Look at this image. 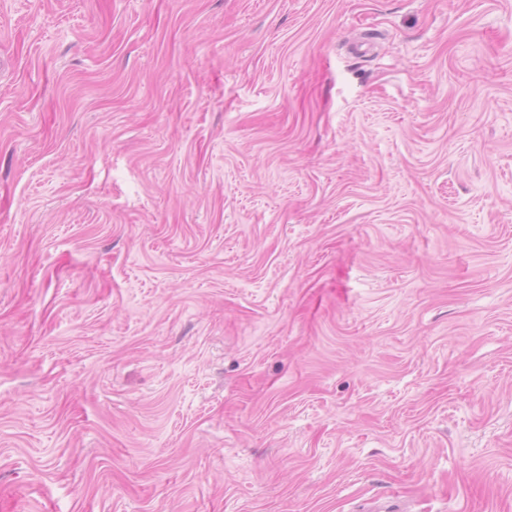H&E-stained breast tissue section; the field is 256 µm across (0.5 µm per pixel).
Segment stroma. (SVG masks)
Here are the masks:
<instances>
[{
  "mask_svg": "<svg viewBox=\"0 0 512 512\" xmlns=\"http://www.w3.org/2000/svg\"><path fill=\"white\" fill-rule=\"evenodd\" d=\"M0 512H512V0H0Z\"/></svg>",
  "mask_w": 512,
  "mask_h": 512,
  "instance_id": "1",
  "label": "stroma"
}]
</instances>
